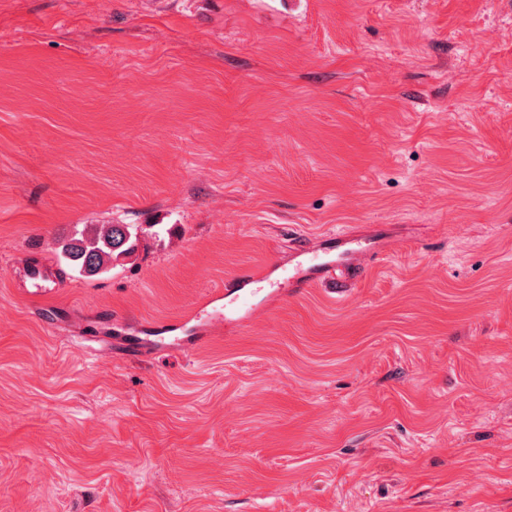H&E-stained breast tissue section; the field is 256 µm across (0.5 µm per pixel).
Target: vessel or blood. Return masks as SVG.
<instances>
[{
  "label": "vessel or blood",
  "instance_id": "b4317fda",
  "mask_svg": "<svg viewBox=\"0 0 512 512\" xmlns=\"http://www.w3.org/2000/svg\"><path fill=\"white\" fill-rule=\"evenodd\" d=\"M383 248L372 240H362L339 234L325 239L320 245H301L293 250L288 266L266 265L238 276L236 291L228 302L210 295L209 303H223L224 331H241L257 316L261 307L271 306L282 292H302L305 288L322 285L331 292H347L349 278L367 254L382 253Z\"/></svg>",
  "mask_w": 512,
  "mask_h": 512
}]
</instances>
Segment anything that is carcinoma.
Returning a JSON list of instances; mask_svg holds the SVG:
<instances>
[{
    "instance_id": "obj_1",
    "label": "carcinoma",
    "mask_w": 512,
    "mask_h": 512,
    "mask_svg": "<svg viewBox=\"0 0 512 512\" xmlns=\"http://www.w3.org/2000/svg\"><path fill=\"white\" fill-rule=\"evenodd\" d=\"M134 224H99L90 235L77 233L61 242V254L67 264L88 277L102 272L111 260L134 250Z\"/></svg>"
}]
</instances>
